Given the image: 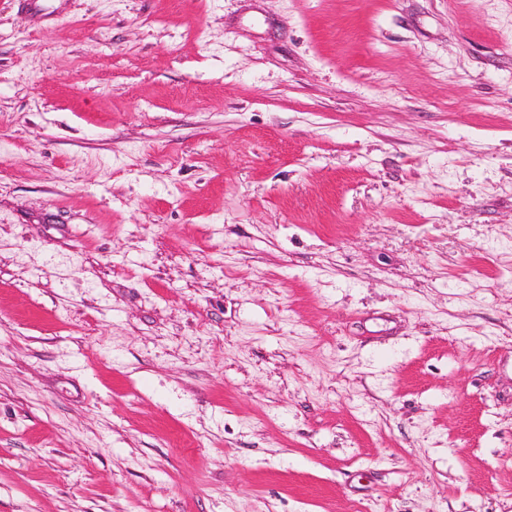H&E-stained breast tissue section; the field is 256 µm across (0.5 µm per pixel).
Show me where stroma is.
I'll use <instances>...</instances> for the list:
<instances>
[{
  "instance_id": "obj_1",
  "label": "stroma",
  "mask_w": 512,
  "mask_h": 512,
  "mask_svg": "<svg viewBox=\"0 0 512 512\" xmlns=\"http://www.w3.org/2000/svg\"><path fill=\"white\" fill-rule=\"evenodd\" d=\"M0 512H512V0H0Z\"/></svg>"
}]
</instances>
